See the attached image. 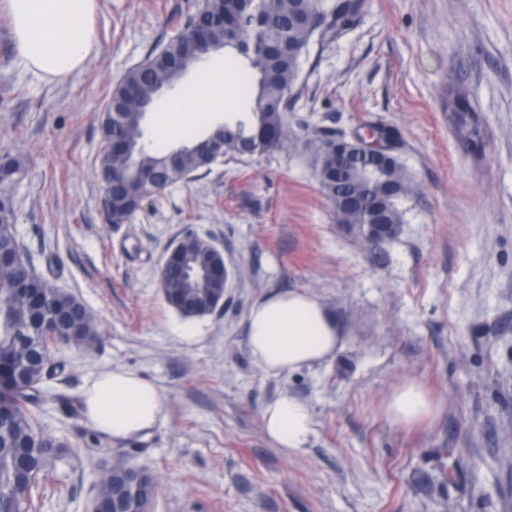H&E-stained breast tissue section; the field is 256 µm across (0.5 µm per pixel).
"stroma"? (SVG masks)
<instances>
[{"label":"stroma","mask_w":512,"mask_h":512,"mask_svg":"<svg viewBox=\"0 0 512 512\" xmlns=\"http://www.w3.org/2000/svg\"><path fill=\"white\" fill-rule=\"evenodd\" d=\"M199 0H98L82 70L42 80L23 69L0 11V154L24 179L0 188L35 271L98 323L33 408L64 454L37 512H89L101 470L148 469L151 512H512V0H363L349 29L312 40L288 97L295 146L227 159L106 221L97 157L116 82L184 31ZM467 89L483 130L474 149L448 121ZM391 125L418 191L398 201L393 239L337 223L313 152L330 134ZM194 232L224 252L232 286L202 317L164 300L165 250ZM303 291L336 316L344 347L322 365L264 373L247 315L272 292ZM116 368L152 382L162 413L116 439L82 393ZM408 380L440 406L404 428L382 406ZM304 402V448L279 447L263 407Z\"/></svg>","instance_id":"stroma-1"}]
</instances>
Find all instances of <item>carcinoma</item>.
I'll use <instances>...</instances> for the list:
<instances>
[{"label":"carcinoma","mask_w":512,"mask_h":512,"mask_svg":"<svg viewBox=\"0 0 512 512\" xmlns=\"http://www.w3.org/2000/svg\"><path fill=\"white\" fill-rule=\"evenodd\" d=\"M359 7V0H344L333 11L320 8V0H204L208 14L224 16L220 30L224 52L243 58L239 86L245 97L253 99L247 119L224 126V155H236L243 142L251 143L258 153L288 147L286 112L299 57L315 32L323 40L344 32ZM211 43L210 37L189 28L129 69L112 90V111L119 114L121 136L134 147L137 160L128 165L106 146L98 156L100 174L121 187L105 213L108 223H127L151 195L204 169L197 135H187L179 149H146L137 105L152 103L161 86H178L187 71L211 52ZM448 114L457 136L471 142L482 139V126L464 89L448 92ZM333 145L334 141L325 140L316 146L314 167L336 221L360 231L365 224H401L398 198L378 190L367 208L344 206L345 197L361 185L364 173L353 166L344 177H336ZM22 172L19 158L0 156L1 185L17 182ZM386 176L406 193L415 186L413 174L399 157L388 165ZM0 213L5 216L0 221V512H29L33 491L40 478L49 474L62 445L35 428L26 400L44 377L63 371L49 344L90 346L99 332L94 317L74 295L38 275L29 263L11 261L22 246L11 229L10 201H0ZM213 263L209 244L191 233L185 235L168 267L167 303L179 311L188 301L222 297L224 283L212 279ZM43 295L54 300L48 311L38 304ZM130 484L138 485L140 503L146 504L153 497L156 477L144 468L106 469L101 475L104 500H112V488Z\"/></svg>","instance_id":"1"}]
</instances>
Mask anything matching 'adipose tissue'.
<instances>
[{"mask_svg":"<svg viewBox=\"0 0 512 512\" xmlns=\"http://www.w3.org/2000/svg\"><path fill=\"white\" fill-rule=\"evenodd\" d=\"M14 38L26 69L44 79L63 78L85 67L93 49L92 18L97 0H6ZM224 71L207 72L193 86L170 93L159 111L157 130L168 135L197 125L203 112L224 105ZM248 346L266 374L281 376L332 359L343 346L339 324L311 295L292 291L256 301L247 316ZM93 426L115 438L152 428L162 412L157 387L122 369L96 378L82 395ZM437 404L416 381L400 385L384 414L393 424L414 426L434 417ZM262 422L279 447L303 448L311 414L301 401L284 396L264 406Z\"/></svg>","mask_w":512,"mask_h":512,"instance_id":"ef3b65f1","label":"adipose tissue"}]
</instances>
